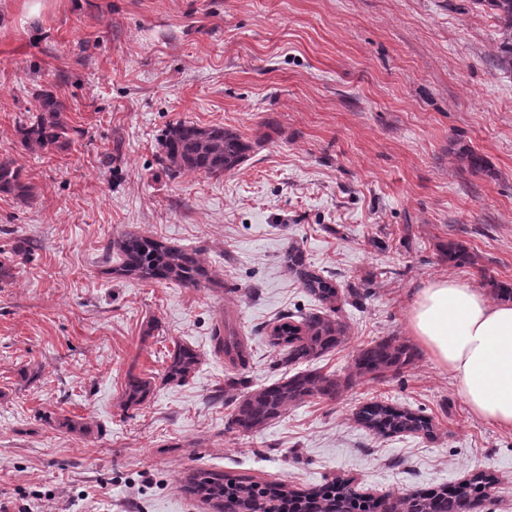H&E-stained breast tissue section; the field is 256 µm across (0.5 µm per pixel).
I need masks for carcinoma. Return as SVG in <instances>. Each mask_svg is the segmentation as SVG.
<instances>
[{
  "instance_id": "cac0c4a2",
  "label": "carcinoma",
  "mask_w": 512,
  "mask_h": 512,
  "mask_svg": "<svg viewBox=\"0 0 512 512\" xmlns=\"http://www.w3.org/2000/svg\"><path fill=\"white\" fill-rule=\"evenodd\" d=\"M495 11L502 39L495 61L497 67L512 73V0H476ZM66 106L54 94L38 97L36 115L17 124L21 144L28 150L62 148L67 142L68 127L64 120ZM164 168L172 173L194 172L218 176L234 170L247 158L251 145L238 133L221 126H201L178 120L168 124L160 138ZM465 167L472 173H489L484 158L472 149L460 152ZM0 194L26 201L33 195L32 184L25 181L23 169L12 160L0 161ZM107 250L120 261L114 273L158 283L198 287L208 278L200 253L169 246L151 236L125 233L110 242ZM442 262L452 268L476 264V257L460 241L450 239L439 245ZM288 268L301 287L322 305V310L307 314H288L273 327L271 344L280 348V364L286 368L302 367L286 373L277 381L251 388L240 377L224 379V397L231 400L228 428L243 436L256 433L279 419L288 407L312 399H334L349 386L334 374L324 373L315 362L348 340V326L337 313L347 299L357 302L368 295L365 288L351 287L342 296L331 277L311 269L302 250L293 246L288 252ZM495 299L512 300V282L494 277L486 279ZM216 349L234 365H244L248 354L245 342L235 331L214 333ZM418 353L406 341L395 336L374 340L359 349L353 375L386 383L411 366ZM201 362L200 353L188 345H176L169 352L164 378L169 382L186 381ZM152 389V381L130 374L122 393L126 408L143 404ZM356 420L377 436L403 433L431 436V420L407 408L385 401H372L356 412ZM497 482L490 471H479L454 486H442L410 496L387 494L382 498L361 493L350 480H338L310 492L292 491L285 483L259 482L220 471L197 470L187 478L188 491L218 512L230 506L233 512H470L474 502H483Z\"/></svg>"
}]
</instances>
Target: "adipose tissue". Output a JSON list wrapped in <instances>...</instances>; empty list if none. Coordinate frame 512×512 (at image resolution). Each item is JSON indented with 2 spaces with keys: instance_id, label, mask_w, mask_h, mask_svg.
<instances>
[{
  "instance_id": "adipose-tissue-1",
  "label": "adipose tissue",
  "mask_w": 512,
  "mask_h": 512,
  "mask_svg": "<svg viewBox=\"0 0 512 512\" xmlns=\"http://www.w3.org/2000/svg\"><path fill=\"white\" fill-rule=\"evenodd\" d=\"M408 326L473 415L512 429L511 301L494 303L467 283L439 278L418 291Z\"/></svg>"
}]
</instances>
